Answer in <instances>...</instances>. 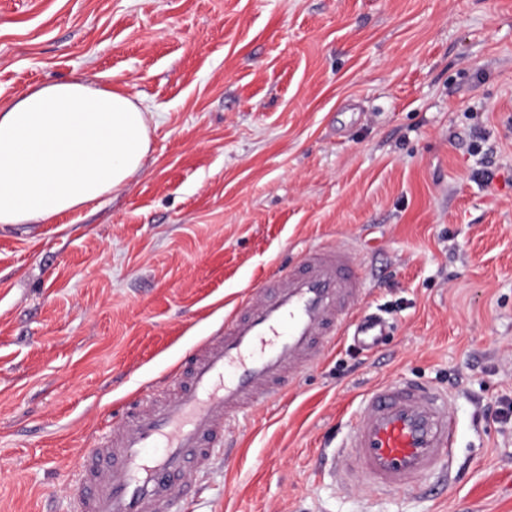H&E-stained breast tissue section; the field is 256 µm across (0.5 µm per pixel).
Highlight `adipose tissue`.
<instances>
[{
    "label": "adipose tissue",
    "mask_w": 512,
    "mask_h": 512,
    "mask_svg": "<svg viewBox=\"0 0 512 512\" xmlns=\"http://www.w3.org/2000/svg\"><path fill=\"white\" fill-rule=\"evenodd\" d=\"M153 118L121 87L80 79L0 107V224H39L120 190L143 169Z\"/></svg>",
    "instance_id": "obj_1"
}]
</instances>
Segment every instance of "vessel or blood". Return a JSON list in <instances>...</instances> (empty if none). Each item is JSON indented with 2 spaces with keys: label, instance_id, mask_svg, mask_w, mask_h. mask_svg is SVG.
Returning <instances> with one entry per match:
<instances>
[{
  "label": "vessel or blood",
  "instance_id": "vessel-or-blood-1",
  "mask_svg": "<svg viewBox=\"0 0 512 512\" xmlns=\"http://www.w3.org/2000/svg\"><path fill=\"white\" fill-rule=\"evenodd\" d=\"M354 248L318 246L252 288L224 325L196 345L170 392L122 405V420L87 450L72 512H176L190 473L224 445L245 407L278 396L337 336L371 350L389 333L379 316H353L363 299ZM446 395L405 378L364 399L342 447V472L383 492L410 491L450 457Z\"/></svg>",
  "mask_w": 512,
  "mask_h": 512
}]
</instances>
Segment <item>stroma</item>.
I'll use <instances>...</instances> for the list:
<instances>
[{
  "label": "stroma",
  "instance_id": "stroma-1",
  "mask_svg": "<svg viewBox=\"0 0 512 512\" xmlns=\"http://www.w3.org/2000/svg\"><path fill=\"white\" fill-rule=\"evenodd\" d=\"M111 75L142 172L0 226V512H71L80 462L307 248L352 244L376 350L341 337L239 413L177 512H512V0H0V102ZM448 396L447 474L344 486L364 395Z\"/></svg>",
  "mask_w": 512,
  "mask_h": 512
}]
</instances>
